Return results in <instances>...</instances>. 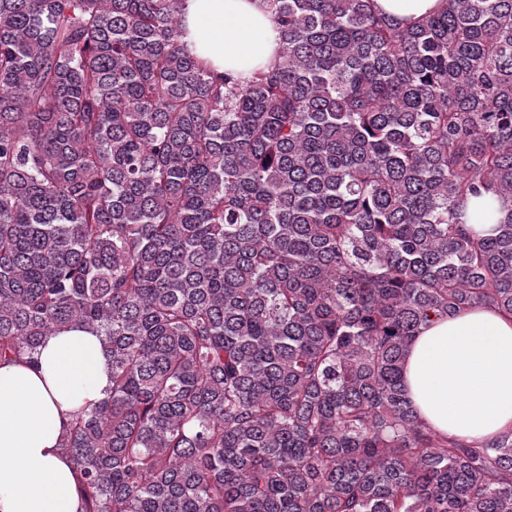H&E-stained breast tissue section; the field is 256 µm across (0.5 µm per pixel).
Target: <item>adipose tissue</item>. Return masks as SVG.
Segmentation results:
<instances>
[{
	"instance_id": "ef3b65f1",
	"label": "adipose tissue",
	"mask_w": 512,
	"mask_h": 512,
	"mask_svg": "<svg viewBox=\"0 0 512 512\" xmlns=\"http://www.w3.org/2000/svg\"><path fill=\"white\" fill-rule=\"evenodd\" d=\"M193 57L237 75L273 64L278 32L262 0H184ZM405 386L435 433L464 442L512 430V315L472 308L423 329L409 349ZM110 365L99 337H48L37 364L0 361V512H83L60 447L74 413L103 399Z\"/></svg>"
}]
</instances>
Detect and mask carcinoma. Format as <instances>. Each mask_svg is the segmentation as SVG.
Wrapping results in <instances>:
<instances>
[{
    "label": "carcinoma",
    "instance_id": "1",
    "mask_svg": "<svg viewBox=\"0 0 512 512\" xmlns=\"http://www.w3.org/2000/svg\"><path fill=\"white\" fill-rule=\"evenodd\" d=\"M265 2L241 81L183 0H0V358L101 338L84 512H512V430L403 385L431 323L512 314V0ZM378 8L401 24H411L441 9L443 0H375Z\"/></svg>",
    "mask_w": 512,
    "mask_h": 512
}]
</instances>
